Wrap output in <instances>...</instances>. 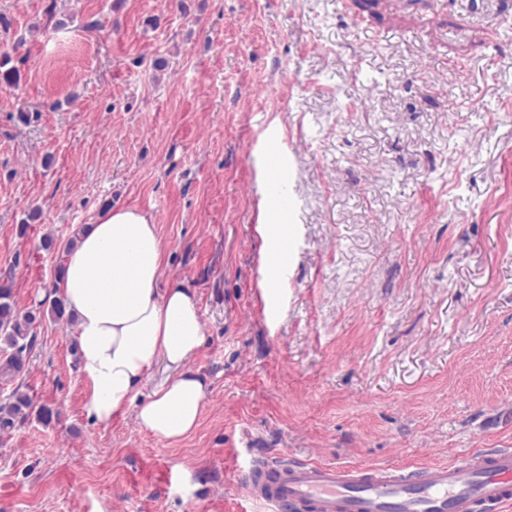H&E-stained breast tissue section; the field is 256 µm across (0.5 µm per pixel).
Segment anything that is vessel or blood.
Masks as SVG:
<instances>
[{"label": "vessel or blood", "instance_id": "1", "mask_svg": "<svg viewBox=\"0 0 512 512\" xmlns=\"http://www.w3.org/2000/svg\"><path fill=\"white\" fill-rule=\"evenodd\" d=\"M247 500L265 512H502L512 502V449L463 453L403 473L311 461H253Z\"/></svg>", "mask_w": 512, "mask_h": 512}]
</instances>
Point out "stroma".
Masks as SVG:
<instances>
[{
  "label": "stroma",
  "mask_w": 512,
  "mask_h": 512,
  "mask_svg": "<svg viewBox=\"0 0 512 512\" xmlns=\"http://www.w3.org/2000/svg\"><path fill=\"white\" fill-rule=\"evenodd\" d=\"M0 277L29 308L108 208L197 294L173 442L88 420L73 327L23 384L0 512H255L253 460L418 469L512 448V0H0ZM36 111L31 123L19 112ZM286 238L262 267L260 221ZM27 234H20L22 222ZM36 417L45 424L58 420L59 413L46 405H38L18 384L3 401H0V438L10 434L18 425Z\"/></svg>",
  "instance_id": "obj_1"
}]
</instances>
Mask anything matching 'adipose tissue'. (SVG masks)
Masks as SVG:
<instances>
[{"instance_id": "adipose-tissue-1", "label": "adipose tissue", "mask_w": 512, "mask_h": 512, "mask_svg": "<svg viewBox=\"0 0 512 512\" xmlns=\"http://www.w3.org/2000/svg\"><path fill=\"white\" fill-rule=\"evenodd\" d=\"M165 246L149 215L133 208L100 212L81 232L57 282L92 393L85 411L97 423L134 412L139 426L178 441L192 433L206 396L203 377L185 363L202 341L193 290H158ZM172 374L144 401L136 396L154 361Z\"/></svg>"}]
</instances>
